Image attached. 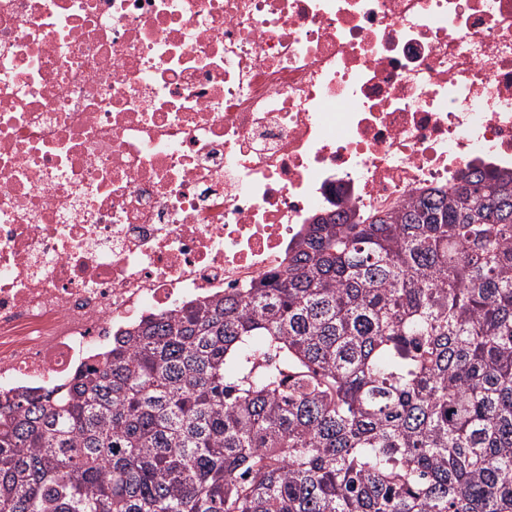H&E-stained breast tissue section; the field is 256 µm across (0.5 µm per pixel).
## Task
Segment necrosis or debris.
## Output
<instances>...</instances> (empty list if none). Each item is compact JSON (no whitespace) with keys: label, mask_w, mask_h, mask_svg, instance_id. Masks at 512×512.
I'll return each mask as SVG.
<instances>
[{"label":"necrosis or debris","mask_w":512,"mask_h":512,"mask_svg":"<svg viewBox=\"0 0 512 512\" xmlns=\"http://www.w3.org/2000/svg\"><path fill=\"white\" fill-rule=\"evenodd\" d=\"M467 167L512 172V0H0V401Z\"/></svg>","instance_id":"obj_1"}]
</instances>
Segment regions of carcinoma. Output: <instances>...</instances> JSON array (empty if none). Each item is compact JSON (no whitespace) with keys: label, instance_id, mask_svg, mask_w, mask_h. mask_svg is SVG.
<instances>
[{"label":"carcinoma","instance_id":"carcinoma-1","mask_svg":"<svg viewBox=\"0 0 512 512\" xmlns=\"http://www.w3.org/2000/svg\"><path fill=\"white\" fill-rule=\"evenodd\" d=\"M0 512H512V174L325 218L0 403Z\"/></svg>","mask_w":512,"mask_h":512}]
</instances>
